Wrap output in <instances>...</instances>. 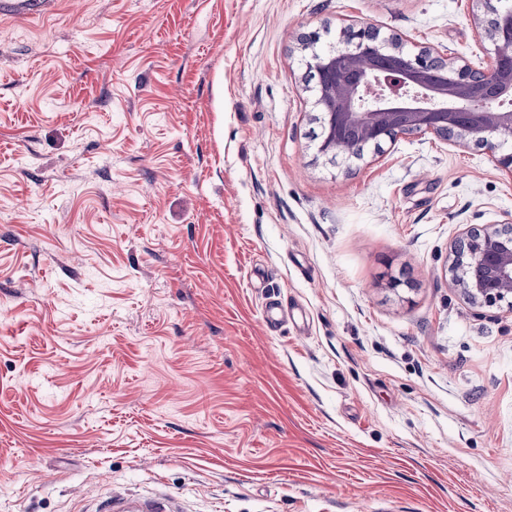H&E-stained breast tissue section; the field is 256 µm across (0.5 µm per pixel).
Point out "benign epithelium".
Wrapping results in <instances>:
<instances>
[{"mask_svg": "<svg viewBox=\"0 0 512 512\" xmlns=\"http://www.w3.org/2000/svg\"><path fill=\"white\" fill-rule=\"evenodd\" d=\"M482 2L483 36L493 46L484 69L456 67L430 50L411 53L397 40L387 46L368 26L351 32L341 50L303 45L310 50L307 66L317 74L318 152L359 157L399 135L475 139L512 176V153L496 156L512 140V110L488 105L512 97V6ZM453 253L450 271L474 305L512 299V226L472 227Z\"/></svg>", "mask_w": 512, "mask_h": 512, "instance_id": "1", "label": "benign epithelium"}]
</instances>
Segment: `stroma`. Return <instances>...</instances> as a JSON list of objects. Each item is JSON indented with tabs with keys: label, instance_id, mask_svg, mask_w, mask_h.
Masks as SVG:
<instances>
[{
	"label": "stroma",
	"instance_id": "1",
	"mask_svg": "<svg viewBox=\"0 0 512 512\" xmlns=\"http://www.w3.org/2000/svg\"><path fill=\"white\" fill-rule=\"evenodd\" d=\"M481 0H56L0 17V512H512V225L471 140L317 152L298 44L488 65ZM286 312L264 321L268 303ZM452 251L450 271L474 305L507 301L512 307V225L472 227L456 240Z\"/></svg>",
	"mask_w": 512,
	"mask_h": 512
}]
</instances>
